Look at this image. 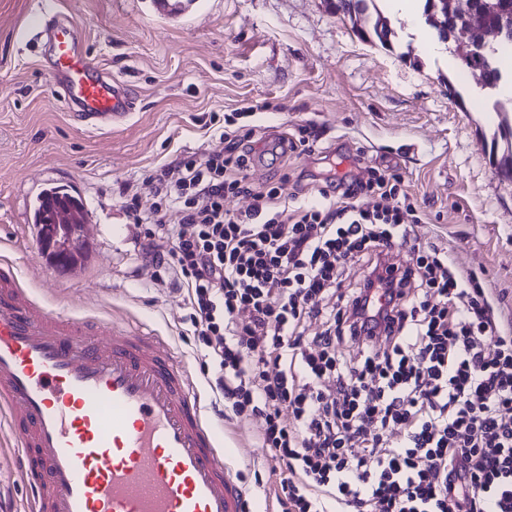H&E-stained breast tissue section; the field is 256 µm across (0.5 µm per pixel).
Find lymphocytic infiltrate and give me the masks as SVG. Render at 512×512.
<instances>
[{
    "label": "lymphocytic infiltrate",
    "mask_w": 512,
    "mask_h": 512,
    "mask_svg": "<svg viewBox=\"0 0 512 512\" xmlns=\"http://www.w3.org/2000/svg\"><path fill=\"white\" fill-rule=\"evenodd\" d=\"M254 136L147 173L149 210L118 191L226 418L261 419L282 512H512V324L491 290L412 243L423 212L395 167L356 155L290 205L252 182Z\"/></svg>",
    "instance_id": "f902f5d3"
}]
</instances>
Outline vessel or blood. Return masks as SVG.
Instances as JSON below:
<instances>
[{"mask_svg": "<svg viewBox=\"0 0 512 512\" xmlns=\"http://www.w3.org/2000/svg\"><path fill=\"white\" fill-rule=\"evenodd\" d=\"M53 90L108 131L134 101L68 19L45 27ZM29 512H247L201 397L164 337L40 304L0 261V431Z\"/></svg>", "mask_w": 512, "mask_h": 512, "instance_id": "obj_1", "label": "vessel or blood"}]
</instances>
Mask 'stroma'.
<instances>
[{
    "instance_id": "obj_1",
    "label": "stroma",
    "mask_w": 512,
    "mask_h": 512,
    "mask_svg": "<svg viewBox=\"0 0 512 512\" xmlns=\"http://www.w3.org/2000/svg\"><path fill=\"white\" fill-rule=\"evenodd\" d=\"M73 19L90 55L137 100L104 134L76 120L53 94L39 31L41 7ZM391 45L362 37L325 0H198L180 15L153 0H0V256L13 262L34 298L50 310L94 315L165 336L183 359L224 440V457L252 512H279L275 478L255 424L221 418L200 372L183 295L156 290L134 245L135 228L118 182L177 158L218 152L224 125L255 127V183L289 174L325 177L331 155L364 154L396 167L425 213L419 238L439 236L455 264L475 272L512 310V180L495 176L487 92L463 100L460 60L430 41L423 18L392 15ZM313 128L312 151L281 158L284 129ZM76 188L88 213L84 256L74 266L39 268L29 222L40 188ZM0 448V501L22 512L30 488Z\"/></svg>"
}]
</instances>
